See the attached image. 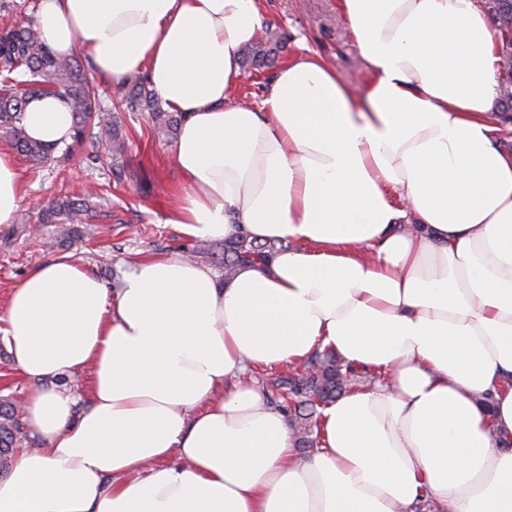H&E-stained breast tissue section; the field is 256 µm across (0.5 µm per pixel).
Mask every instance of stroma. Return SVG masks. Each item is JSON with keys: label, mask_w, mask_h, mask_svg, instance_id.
I'll use <instances>...</instances> for the list:
<instances>
[{"label": "stroma", "mask_w": 512, "mask_h": 512, "mask_svg": "<svg viewBox=\"0 0 512 512\" xmlns=\"http://www.w3.org/2000/svg\"><path fill=\"white\" fill-rule=\"evenodd\" d=\"M337 3L264 0L266 23L284 35L285 47L276 64L244 71L240 85L229 94L230 103L260 109L279 64L306 48L330 63L342 81L358 86L363 78L362 59ZM120 120L128 138L124 164L129 178L92 198L98 214L93 223L83 225L82 237L49 249L45 243L56 238L57 225H42L36 233L18 223L0 226V311L13 288L33 269L57 256H70L106 288L115 289L122 287L139 261L181 254L191 246V239L176 225L164 221L169 198L179 187L171 156L173 140H158L145 113L124 112ZM0 151L12 154L20 173L24 194L20 210L24 213L36 212L53 198L82 194L90 184L108 180L109 160L89 166L83 148L75 150L63 165L37 172L30 170L25 157L13 154L9 143L1 138Z\"/></svg>", "instance_id": "1"}]
</instances>
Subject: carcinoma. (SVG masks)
<instances>
[{
    "instance_id": "1",
    "label": "carcinoma",
    "mask_w": 512,
    "mask_h": 512,
    "mask_svg": "<svg viewBox=\"0 0 512 512\" xmlns=\"http://www.w3.org/2000/svg\"><path fill=\"white\" fill-rule=\"evenodd\" d=\"M493 18L496 43L500 55L498 72L499 110L512 112V0H484ZM281 38L272 33L251 49V66L261 68L273 64L281 49ZM37 95H48L63 102L73 116L71 141L45 144L28 136L23 126V113L28 101ZM115 99V107L129 112H146L157 136L176 134L184 116L163 109L155 93L149 89L148 75L142 71L128 74L121 83L102 87L90 81L84 63L77 57H60L40 39L32 19L0 30V137L23 155L33 169L68 159L75 149L88 145L92 151L87 160L96 164L104 157L112 158V176L120 184L125 178L122 157L125 137L112 113L105 109L106 99ZM86 191L80 198L63 196L41 207L37 222L63 224L61 236H81L77 225L91 215ZM282 246L275 242L257 243L245 232L224 241L223 256L215 257L214 245L198 244L191 248L200 262L220 268L224 279L232 278L245 265L269 263ZM269 404L288 413V424L298 446L311 452L320 445L322 409L336 399L381 380L373 370L357 367L325 349L304 363L291 367L279 378L256 374ZM24 421L15 404L0 401V472L7 469L24 434Z\"/></svg>"
}]
</instances>
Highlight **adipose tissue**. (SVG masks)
I'll use <instances>...</instances> for the list:
<instances>
[{
  "instance_id": "adipose-tissue-1",
  "label": "adipose tissue",
  "mask_w": 512,
  "mask_h": 512,
  "mask_svg": "<svg viewBox=\"0 0 512 512\" xmlns=\"http://www.w3.org/2000/svg\"><path fill=\"white\" fill-rule=\"evenodd\" d=\"M364 66L284 64L261 110L228 105L261 0H39L42 40L120 83L143 69L184 120L166 223L286 242L226 282L173 255L122 288L70 257L5 309L40 445L0 473V512H512V149L481 0H339ZM27 134L69 140L60 100ZM23 195L0 154V225ZM330 348L391 381L323 411L300 458L249 369ZM92 371L87 399L69 387ZM493 396L492 412L478 404Z\"/></svg>"
}]
</instances>
